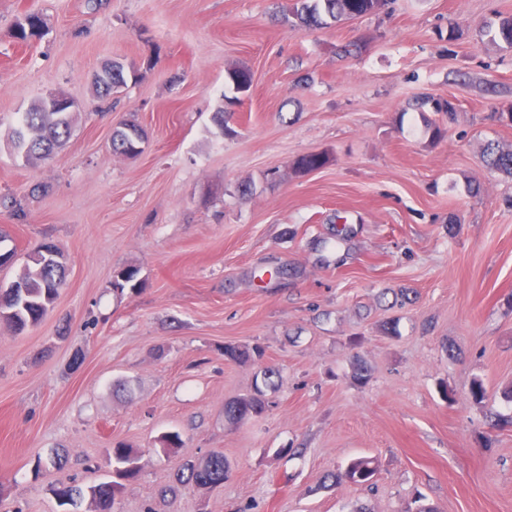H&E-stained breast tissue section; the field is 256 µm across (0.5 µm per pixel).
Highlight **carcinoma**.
<instances>
[{
	"label": "carcinoma",
	"instance_id": "cac0c4a2",
	"mask_svg": "<svg viewBox=\"0 0 512 512\" xmlns=\"http://www.w3.org/2000/svg\"><path fill=\"white\" fill-rule=\"evenodd\" d=\"M386 5L384 0H292L288 7L291 23L308 29L323 28L344 17H361ZM493 37L512 48V14L499 13L488 25ZM45 33L43 18L36 12L27 13L14 25L13 35L17 42L30 44ZM227 86L235 94H243L251 87V74L244 69L228 74ZM94 84L99 99L105 100L120 92L127 85V76L121 64L103 68L95 75ZM68 100L62 93H50L21 113L15 133L14 147L28 163L47 159L56 150L64 147L69 140L73 113L57 108L61 101ZM144 133L134 123H124L112 131V152L134 157L142 152ZM490 170L512 178V150L504 151L495 147L486 150ZM325 158L320 153H307L298 157L295 168L298 172H311L321 168ZM15 291L0 293V322L7 324L12 332L22 333L38 325L49 313L66 284L64 255L58 246L45 242L39 249L28 254L18 277L14 280ZM142 285L140 270L124 267L119 270L112 283L118 294L138 290ZM263 356L260 348H246L234 345L224 346V357L228 361L245 363ZM277 372L269 367L261 371V380L255 382L253 390L243 396L224 403V418L231 422L263 413L267 406L266 392L276 388L272 377ZM112 480L102 481L86 488L73 481H62L56 488L60 505L75 504L89 498L93 512H117L116 505L124 483L134 481L141 471V456L133 448L116 445L107 451ZM375 473L372 460L358 457L351 460L344 470L331 473L327 479L334 484L344 481L363 484ZM230 476V465L222 452H211L198 461H188L176 473L174 484L160 491L162 498L176 497L178 487L196 485L215 487L224 484Z\"/></svg>",
	"mask_w": 512,
	"mask_h": 512
}]
</instances>
